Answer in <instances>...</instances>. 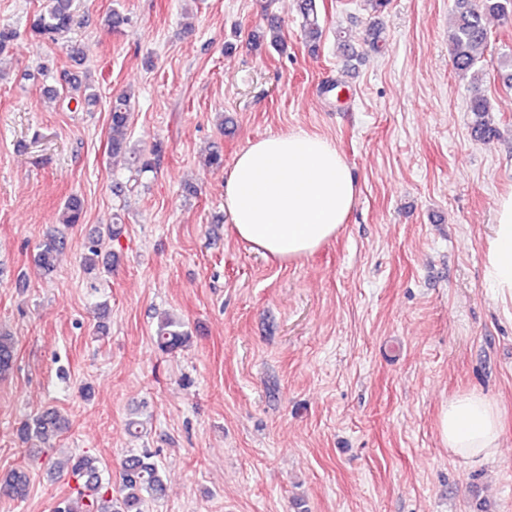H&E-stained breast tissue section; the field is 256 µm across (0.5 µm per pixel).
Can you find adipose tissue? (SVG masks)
Segmentation results:
<instances>
[{
  "instance_id": "adipose-tissue-1",
  "label": "adipose tissue",
  "mask_w": 512,
  "mask_h": 512,
  "mask_svg": "<svg viewBox=\"0 0 512 512\" xmlns=\"http://www.w3.org/2000/svg\"><path fill=\"white\" fill-rule=\"evenodd\" d=\"M358 192L331 140L281 131L250 142L237 155L224 177V208L239 240L285 263L333 239L348 222ZM484 265L496 298L512 304V191L497 199ZM437 428L452 454L486 459L498 451L501 412L483 394L463 392L441 407Z\"/></svg>"
}]
</instances>
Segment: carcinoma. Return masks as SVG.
<instances>
[{
	"label": "carcinoma",
	"instance_id": "obj_1",
	"mask_svg": "<svg viewBox=\"0 0 512 512\" xmlns=\"http://www.w3.org/2000/svg\"><path fill=\"white\" fill-rule=\"evenodd\" d=\"M304 18V40L314 45L323 35L318 20L316 0H298ZM455 23L449 36V63L454 75L463 80L476 79L482 70L481 63L490 47V31L486 25L489 16L507 18L512 15V0H455ZM74 24L73 0H47L45 6L28 19V32L35 40L47 44H63L72 58H79V46L67 39ZM254 46L269 45L279 52L286 51L281 26L270 23L265 29L252 34ZM499 79L502 86L512 91V54H505L499 61ZM469 112L474 117L473 130L484 140L498 135V130L488 121L489 100L474 94L469 100ZM131 94L123 93L112 98L109 105V143L114 155L126 150ZM127 164L141 174L152 168V161L138 151L128 152ZM83 205L79 198L70 199L63 211L61 224L69 228L82 222ZM64 246V232L57 229L42 241L37 255L39 268L50 272L55 267L57 255ZM155 343L163 351L173 350L188 340L183 324L168 319L155 331ZM14 342L11 336L0 333V373L13 364ZM21 432L43 442L54 438L58 432L56 415L45 412L21 425ZM152 454L143 450L125 459L120 486L121 498L112 497V485L103 481L99 458L87 452L72 454L62 463H55L60 471L75 479L74 494L63 501L57 512H144L143 505L149 498H158L163 492V481L158 465L151 461ZM28 476L23 470H13L0 478V493L22 499L28 490Z\"/></svg>",
	"mask_w": 512,
	"mask_h": 512
}]
</instances>
